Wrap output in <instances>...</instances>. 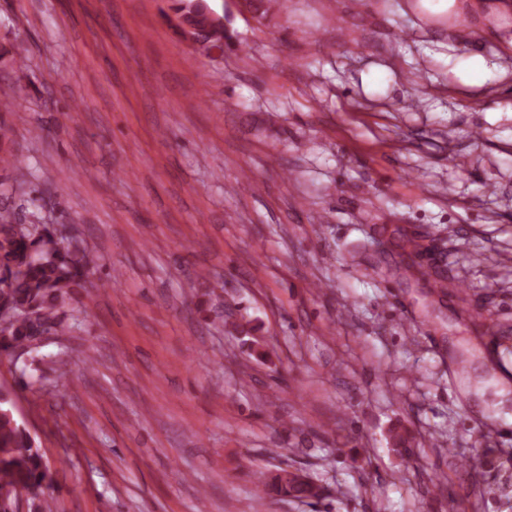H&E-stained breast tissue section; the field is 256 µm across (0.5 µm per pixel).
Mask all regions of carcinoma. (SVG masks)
<instances>
[{
	"instance_id": "cac0c4a2",
	"label": "carcinoma",
	"mask_w": 512,
	"mask_h": 512,
	"mask_svg": "<svg viewBox=\"0 0 512 512\" xmlns=\"http://www.w3.org/2000/svg\"><path fill=\"white\" fill-rule=\"evenodd\" d=\"M165 20L189 22L201 49L209 51L226 39L217 29L224 17L207 0H170ZM93 258L84 248L62 245L51 224H22L15 212L0 209V354L30 347L35 333L57 336L74 327L66 308L86 288ZM393 451L413 453L416 437L402 428L390 435ZM51 468L13 412V398L0 393V512H17L26 497L31 512H53L45 488L53 484ZM260 482L282 499L305 501L323 495L324 488L297 468L287 467Z\"/></svg>"
}]
</instances>
